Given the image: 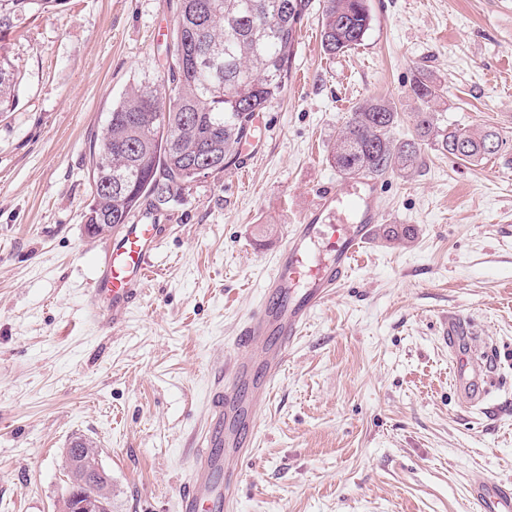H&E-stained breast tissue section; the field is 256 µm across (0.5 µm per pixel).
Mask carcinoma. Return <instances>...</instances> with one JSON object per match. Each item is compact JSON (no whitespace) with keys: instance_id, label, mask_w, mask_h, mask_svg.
Instances as JSON below:
<instances>
[{"instance_id":"1","label":"carcinoma","mask_w":512,"mask_h":512,"mask_svg":"<svg viewBox=\"0 0 512 512\" xmlns=\"http://www.w3.org/2000/svg\"><path fill=\"white\" fill-rule=\"evenodd\" d=\"M63 0H0V42ZM308 0H180L163 78L133 80L112 106L99 145L90 152L94 190L87 224L128 223L139 211H159L191 188L198 159L212 171L230 166L254 131L258 113L282 94L298 47ZM366 0H324L323 52L344 53L362 44L371 27ZM18 72L0 53V113L13 104ZM411 90L430 103L438 88L425 73ZM399 113L391 102L367 100L339 128L331 150L336 171L405 175L417 169L424 142L461 161H481L506 141L490 128L462 130L438 113H414L416 136L392 137Z\"/></svg>"}]
</instances>
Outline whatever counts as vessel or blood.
Here are the masks:
<instances>
[{
  "label": "vessel or blood",
  "instance_id": "vessel-or-blood-1",
  "mask_svg": "<svg viewBox=\"0 0 512 512\" xmlns=\"http://www.w3.org/2000/svg\"><path fill=\"white\" fill-rule=\"evenodd\" d=\"M384 215L379 182L361 176L346 188L318 191L314 205L292 225L265 281L261 303L241 323L234 353L211 384L205 428L179 492L178 512H236L242 464L257 432L255 410L267 401L310 315L346 282L354 259L371 243ZM167 230L155 214L140 213L123 225L100 257L90 291L96 311L112 323L123 322L140 301ZM324 241L329 244L324 258L312 261L313 248ZM471 334L470 324L459 316L443 323L449 348ZM484 368L466 354L456 364L454 384L466 406L484 402ZM472 500L480 512H512V493L493 482L476 484Z\"/></svg>",
  "mask_w": 512,
  "mask_h": 512
}]
</instances>
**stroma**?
<instances>
[{"label": "stroma", "instance_id": "1", "mask_svg": "<svg viewBox=\"0 0 512 512\" xmlns=\"http://www.w3.org/2000/svg\"><path fill=\"white\" fill-rule=\"evenodd\" d=\"M363 43L330 57L309 0L283 93L255 132L259 156L200 179L161 211L171 230L127 319L89 284L115 233L90 235L89 154L134 78L162 77L179 0H64L10 35L18 99L0 114V512H59L65 450L91 440L112 512H176L214 372L261 302L291 220L321 187L359 105L397 106L415 133L418 72L445 124L494 127L478 162L424 145L380 184L384 224L343 288L311 316L256 414L238 512H478L475 483L512 487V0H367ZM496 347L497 383L465 408L442 321Z\"/></svg>", "mask_w": 512, "mask_h": 512}]
</instances>
